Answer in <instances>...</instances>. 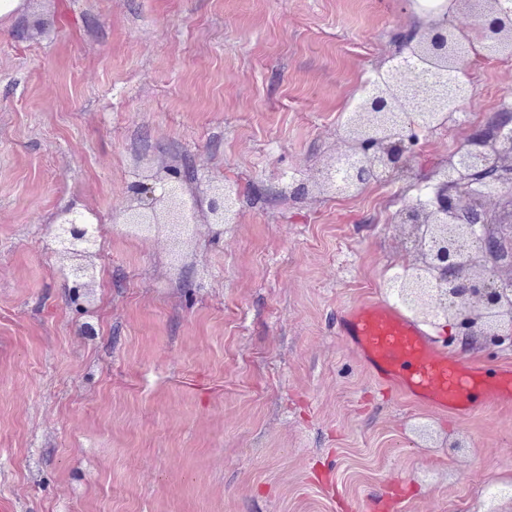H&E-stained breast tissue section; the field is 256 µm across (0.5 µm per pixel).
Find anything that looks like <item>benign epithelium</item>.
Segmentation results:
<instances>
[{"label": "benign epithelium", "mask_w": 512, "mask_h": 512, "mask_svg": "<svg viewBox=\"0 0 512 512\" xmlns=\"http://www.w3.org/2000/svg\"><path fill=\"white\" fill-rule=\"evenodd\" d=\"M490 9L466 11L476 24L469 31L432 27L412 33L410 52L393 65L387 74L397 78L412 75L415 61L432 60L444 71L435 82H407L398 94H385L382 83L372 91L354 113L343 138L341 157L357 155L345 167L336 168V192L348 195L357 191L378 170L403 177L409 170L413 135L404 131L387 138L365 135L371 125L386 123L396 113L411 112L419 100L425 111L444 112L452 99L448 75L466 70L469 59L457 52L447 54L442 41L448 34L474 35L481 40L494 38L498 46L512 48V0H487ZM471 145L452 155L439 181L430 186L429 201L412 204L398 212L397 224L409 235L416 254L415 268L435 272V286L421 288L413 281L403 283L401 296L419 316L442 318L454 330L451 339L469 341L481 336L497 347H512V263L505 261V246L512 245V225L504 238L493 223L489 205L502 187L512 183V112H498L488 125L475 131ZM238 190L223 186L211 195L208 207L198 198L188 202L177 189L162 187L158 196L144 205L132 202L116 213L120 224H167L171 226L206 222L216 218L234 224ZM61 223L69 225L70 244L94 240L98 226L81 212L63 211ZM509 274H502L503 268Z\"/></svg>", "instance_id": "1"}]
</instances>
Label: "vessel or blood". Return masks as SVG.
<instances>
[{
    "label": "vessel or blood",
    "instance_id": "1",
    "mask_svg": "<svg viewBox=\"0 0 512 512\" xmlns=\"http://www.w3.org/2000/svg\"><path fill=\"white\" fill-rule=\"evenodd\" d=\"M339 336L371 376L434 414L462 419L512 410V364L449 355L395 301L367 298L336 313Z\"/></svg>",
    "mask_w": 512,
    "mask_h": 512
}]
</instances>
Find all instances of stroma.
<instances>
[{"label":"stroma","instance_id":"stroma-1","mask_svg":"<svg viewBox=\"0 0 512 512\" xmlns=\"http://www.w3.org/2000/svg\"><path fill=\"white\" fill-rule=\"evenodd\" d=\"M416 0H22L0 19V512H483L512 487V414L455 421L381 389L336 311L412 264L390 183L322 174ZM512 51L474 58L466 123L415 129L406 183L512 110ZM194 166L237 223L173 247L112 220ZM100 225L89 300L47 227ZM463 447H454L456 439ZM332 474L330 492L315 484Z\"/></svg>","mask_w":512,"mask_h":512}]
</instances>
